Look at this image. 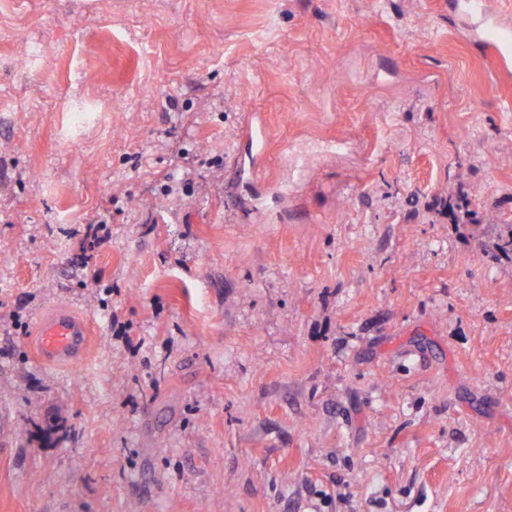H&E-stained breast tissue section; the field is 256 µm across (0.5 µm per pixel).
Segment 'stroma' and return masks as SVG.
<instances>
[{"label": "stroma", "instance_id": "stroma-1", "mask_svg": "<svg viewBox=\"0 0 512 512\" xmlns=\"http://www.w3.org/2000/svg\"><path fill=\"white\" fill-rule=\"evenodd\" d=\"M460 190L512 224V58L448 0H0V512H512ZM38 356L47 362H56L76 355H84L89 345V325L67 313L38 323Z\"/></svg>", "mask_w": 512, "mask_h": 512}]
</instances>
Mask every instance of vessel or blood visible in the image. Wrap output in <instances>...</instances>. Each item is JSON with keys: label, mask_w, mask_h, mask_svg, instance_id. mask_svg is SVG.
Here are the masks:
<instances>
[{"label": "vessel or blood", "mask_w": 512, "mask_h": 512, "mask_svg": "<svg viewBox=\"0 0 512 512\" xmlns=\"http://www.w3.org/2000/svg\"><path fill=\"white\" fill-rule=\"evenodd\" d=\"M448 11L459 17L468 37L490 47L498 59L512 57V25L492 0H448ZM39 357L47 362L84 354L89 345L86 320L61 313L38 324Z\"/></svg>", "instance_id": "1"}]
</instances>
